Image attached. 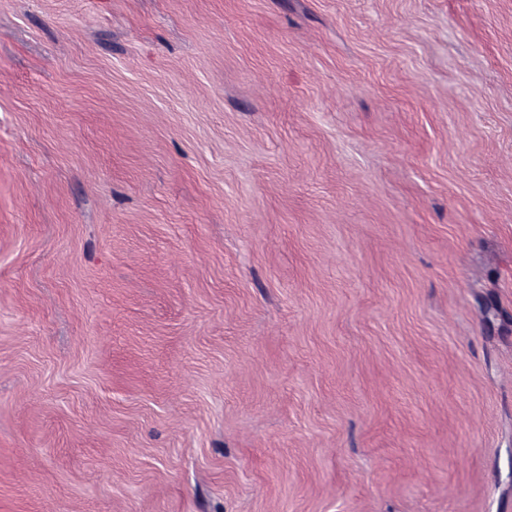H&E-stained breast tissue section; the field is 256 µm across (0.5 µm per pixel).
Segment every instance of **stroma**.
<instances>
[{
  "mask_svg": "<svg viewBox=\"0 0 512 512\" xmlns=\"http://www.w3.org/2000/svg\"><path fill=\"white\" fill-rule=\"evenodd\" d=\"M0 512H512V0H0Z\"/></svg>",
  "mask_w": 512,
  "mask_h": 512,
  "instance_id": "stroma-1",
  "label": "stroma"
}]
</instances>
